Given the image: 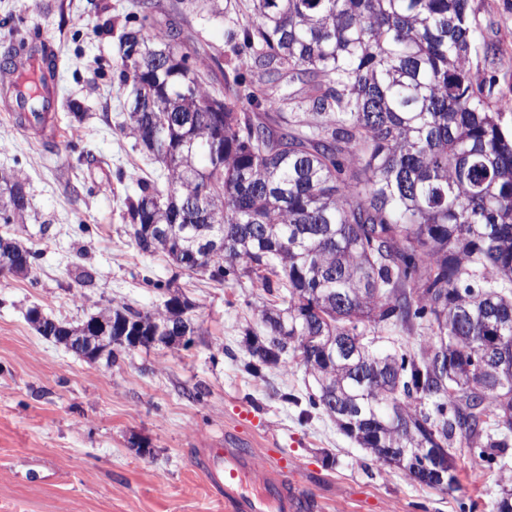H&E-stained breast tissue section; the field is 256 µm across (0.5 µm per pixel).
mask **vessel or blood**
Masks as SVG:
<instances>
[{
  "instance_id": "b4317fda",
  "label": "vessel or blood",
  "mask_w": 512,
  "mask_h": 512,
  "mask_svg": "<svg viewBox=\"0 0 512 512\" xmlns=\"http://www.w3.org/2000/svg\"><path fill=\"white\" fill-rule=\"evenodd\" d=\"M56 49L51 41L40 43L37 54L15 56V76L36 73L44 79V112L57 108L54 78L45 59L54 57ZM198 464L208 484L230 505L231 512H298L306 498L288 481L282 466L259 459L241 448L233 436H225L220 448L201 449Z\"/></svg>"
}]
</instances>
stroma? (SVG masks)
Wrapping results in <instances>:
<instances>
[{"label": "stroma", "instance_id": "35a3bbf8", "mask_svg": "<svg viewBox=\"0 0 512 512\" xmlns=\"http://www.w3.org/2000/svg\"><path fill=\"white\" fill-rule=\"evenodd\" d=\"M155 26L199 46L193 67L209 91L226 80L268 93L301 80L265 75L236 29L249 0H152ZM481 35L464 67L494 109L512 121V0H469ZM134 0H0V52L38 34L58 55V134L52 147L0 110V171L26 183L27 234L41 252L26 277L0 276V512H226L196 466L200 448L234 435L285 466L311 512H495L512 487V447L496 456L454 448L457 484L420 486L375 464L321 408L303 365H254L245 338L261 333L253 310L268 299L247 278L186 275L138 250L126 231L128 196L160 174L120 131L127 90L113 66L119 35L138 27ZM91 281H80L81 272ZM174 283L190 303L189 344L122 352L95 362L40 335L30 308L77 325L100 308H162Z\"/></svg>", "mask_w": 512, "mask_h": 512}]
</instances>
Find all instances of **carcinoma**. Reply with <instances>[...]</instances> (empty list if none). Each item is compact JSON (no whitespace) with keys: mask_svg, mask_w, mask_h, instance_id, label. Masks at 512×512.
I'll return each mask as SVG.
<instances>
[{"mask_svg":"<svg viewBox=\"0 0 512 512\" xmlns=\"http://www.w3.org/2000/svg\"><path fill=\"white\" fill-rule=\"evenodd\" d=\"M238 32L255 63L308 78L310 93L242 96L206 90L197 49L160 34L145 14L123 32L116 71L129 90L120 130L166 171L127 199L129 235L144 253L188 274L209 268L265 288L264 334L246 340L269 366L295 358L317 377L311 398L373 460L386 456L413 481L448 489L437 461L458 445L487 455L512 440V127L494 112L462 61L477 40L468 0H251ZM306 107L302 122L284 108ZM356 154L360 166L344 169ZM25 185L0 172V224L26 219ZM220 225L223 255L193 237ZM38 251L0 234L15 275ZM187 304L164 311L112 308V339L86 321L66 326L33 308L42 336L91 360L112 345L148 349L183 335ZM381 325L424 329L419 353L373 337L343 353L336 336ZM502 362L495 390L443 391L449 374Z\"/></svg>","mask_w":512,"mask_h":512,"instance_id":"carcinoma-1","label":"carcinoma"}]
</instances>
